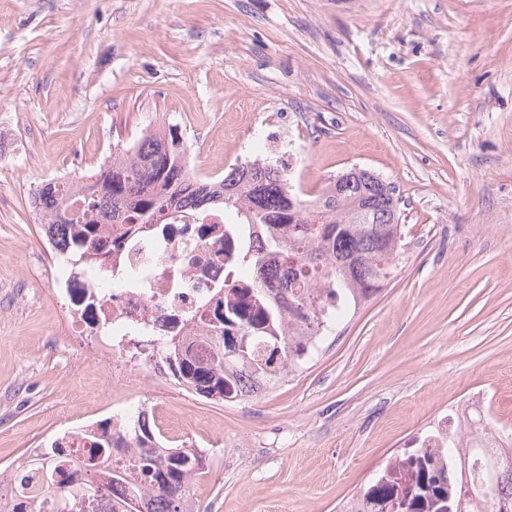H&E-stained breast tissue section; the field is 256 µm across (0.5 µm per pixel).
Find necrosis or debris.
Returning <instances> with one entry per match:
<instances>
[{
  "label": "necrosis or debris",
  "instance_id": "1",
  "mask_svg": "<svg viewBox=\"0 0 512 512\" xmlns=\"http://www.w3.org/2000/svg\"><path fill=\"white\" fill-rule=\"evenodd\" d=\"M241 247L237 225L223 219L157 224L112 243L101 266L77 269L56 257L53 284L68 326L95 337L99 361L112 367L113 388L146 386L173 376L163 357L165 337H187L197 360L212 358L206 335L216 284L233 285L234 304L255 282L254 271L236 260ZM486 403L484 392L471 391L438 414L377 468L372 490L347 499L341 512H413L403 493L421 473L458 512H493L494 502L474 493L504 446L480 418Z\"/></svg>",
  "mask_w": 512,
  "mask_h": 512
}]
</instances>
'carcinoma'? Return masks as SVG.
<instances>
[{
	"instance_id": "cac0c4a2",
	"label": "carcinoma",
	"mask_w": 512,
	"mask_h": 512,
	"mask_svg": "<svg viewBox=\"0 0 512 512\" xmlns=\"http://www.w3.org/2000/svg\"><path fill=\"white\" fill-rule=\"evenodd\" d=\"M350 184L336 199L331 181L311 200L302 199L290 184L287 171L268 162L238 166L224 177L205 181L191 175L188 150L175 128L142 136L134 152L116 150L112 161L93 174L68 180L61 186L46 181L32 193V205L41 216L44 233L76 266L105 261L106 235L124 237L143 227L172 220H205L218 212L233 210L238 223L263 241L239 255L242 264L259 272L256 294L276 291L279 304L265 318L266 339L244 331L245 348H224V326L216 327L214 356L203 367L183 352L179 336L166 338V350L175 369L192 383L202 397L224 396V369L246 372L242 395L272 391L285 382L281 370L292 362L301 370L315 349H292L278 340V324L284 311L312 319L323 338L339 320L362 301L376 295L386 284L404 243L400 208L390 184L364 173L342 174ZM371 203L374 218L365 222L353 213L356 200ZM83 203L78 219L68 209ZM160 437L146 419L122 430L112 421L65 433L41 449L38 457H21L0 468L9 476L15 496L12 512H41V499L49 498L55 512H66L73 496L99 488L96 464L100 457H120L127 449L138 450L145 462L149 487L128 479L116 467L110 476L115 512H187L193 482L204 469V452L180 444L156 456ZM70 458L72 472L59 471L54 462ZM512 471L494 469L477 489L480 496H495L501 480Z\"/></svg>"
}]
</instances>
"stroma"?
Masks as SVG:
<instances>
[{
	"label": "stroma",
	"instance_id": "stroma-1",
	"mask_svg": "<svg viewBox=\"0 0 512 512\" xmlns=\"http://www.w3.org/2000/svg\"><path fill=\"white\" fill-rule=\"evenodd\" d=\"M162 127L200 176L259 150L400 199L384 288L256 400L113 393L60 322L33 190ZM472 388L512 431V0H0V466L131 400L202 446L201 512H336Z\"/></svg>",
	"mask_w": 512,
	"mask_h": 512
}]
</instances>
